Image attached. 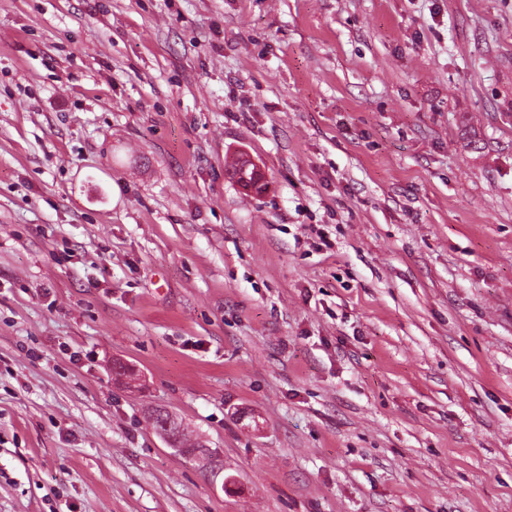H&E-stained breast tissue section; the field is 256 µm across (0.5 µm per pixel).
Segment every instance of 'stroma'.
Here are the masks:
<instances>
[{
	"mask_svg": "<svg viewBox=\"0 0 512 512\" xmlns=\"http://www.w3.org/2000/svg\"><path fill=\"white\" fill-rule=\"evenodd\" d=\"M0 512H512V0H0Z\"/></svg>",
	"mask_w": 512,
	"mask_h": 512,
	"instance_id": "stroma-1",
	"label": "stroma"
}]
</instances>
